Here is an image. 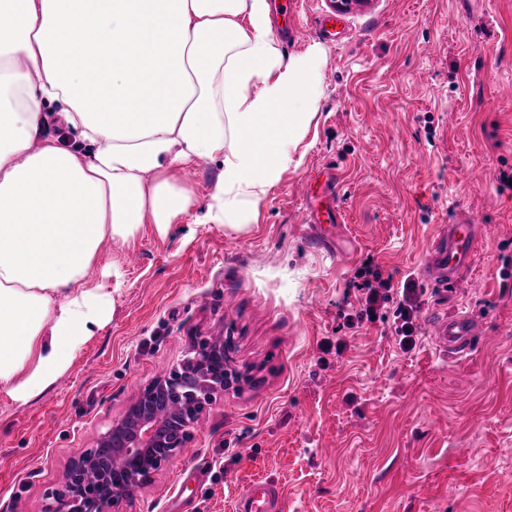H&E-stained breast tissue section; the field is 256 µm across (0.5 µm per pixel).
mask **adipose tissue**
Masks as SVG:
<instances>
[{"instance_id":"obj_1","label":"adipose tissue","mask_w":512,"mask_h":512,"mask_svg":"<svg viewBox=\"0 0 512 512\" xmlns=\"http://www.w3.org/2000/svg\"><path fill=\"white\" fill-rule=\"evenodd\" d=\"M267 0H0V391L27 403L109 321L108 242L192 217L239 230L317 95ZM61 109L49 113L48 108ZM221 170L206 203L178 173Z\"/></svg>"}]
</instances>
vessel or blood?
Returning a JSON list of instances; mask_svg holds the SVG:
<instances>
[{"label":"vessel or blood","mask_w":512,"mask_h":512,"mask_svg":"<svg viewBox=\"0 0 512 512\" xmlns=\"http://www.w3.org/2000/svg\"><path fill=\"white\" fill-rule=\"evenodd\" d=\"M271 12L282 36L295 40L298 27L288 21L295 15L294 0H272ZM336 175L324 171L319 187L321 197L326 198L325 208H312L309 212L312 224L337 223L340 209L333 196ZM479 225L470 223L465 217L453 216L438 238L425 269L426 280L438 288L457 283L463 271L469 266L475 242L481 236ZM430 334L435 350L440 357L460 358L472 349L476 336V324L465 312L449 317H440L430 324ZM282 495L274 481L265 479L249 483L234 500L233 512H282Z\"/></svg>","instance_id":"obj_1"}]
</instances>
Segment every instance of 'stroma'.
<instances>
[{
    "mask_svg": "<svg viewBox=\"0 0 512 512\" xmlns=\"http://www.w3.org/2000/svg\"><path fill=\"white\" fill-rule=\"evenodd\" d=\"M298 0L296 43L321 50L314 116L290 166L240 230L179 225L105 244L121 265L112 318L42 395L0 393V512H47L71 458L194 343L234 341L240 390L216 394L193 438L119 512H232L275 481L284 512H512V0ZM336 169L339 223L319 244L309 179ZM488 225L461 281L421 275L454 210ZM138 253V264L128 261ZM413 281L420 340L403 350L395 302L358 319L364 267ZM469 312L481 335L438 358L430 315ZM204 476L177 488L179 470Z\"/></svg>",
    "mask_w": 512,
    "mask_h": 512,
    "instance_id": "1",
    "label": "stroma"
}]
</instances>
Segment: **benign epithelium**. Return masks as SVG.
<instances>
[{"mask_svg": "<svg viewBox=\"0 0 512 512\" xmlns=\"http://www.w3.org/2000/svg\"><path fill=\"white\" fill-rule=\"evenodd\" d=\"M231 349L229 336L217 345L202 339L181 364L141 389L96 446L72 461L62 489L49 495V508L55 512H109L130 498L136 487L166 464V449L187 447L194 420L211 401L210 391L224 390L232 377L242 379L241 373L224 368V356ZM184 376L194 383V388L186 391V406L172 417L161 415L159 407L179 392ZM93 465L103 474L99 486L83 479V471Z\"/></svg>", "mask_w": 512, "mask_h": 512, "instance_id": "7a95c632", "label": "benign epithelium"}]
</instances>
